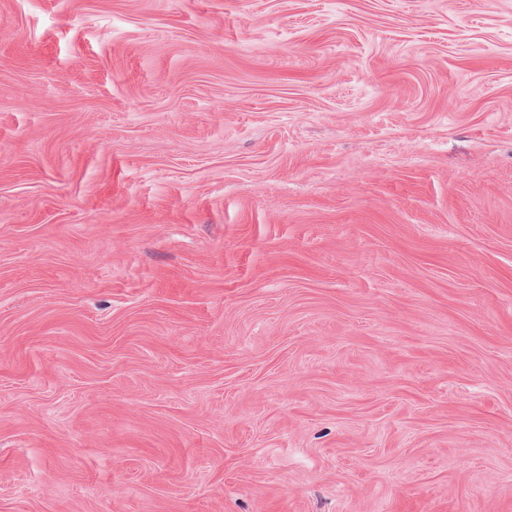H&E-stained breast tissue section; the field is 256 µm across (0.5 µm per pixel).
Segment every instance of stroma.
<instances>
[{
  "instance_id": "35a3bbf8",
  "label": "stroma",
  "mask_w": 512,
  "mask_h": 512,
  "mask_svg": "<svg viewBox=\"0 0 512 512\" xmlns=\"http://www.w3.org/2000/svg\"><path fill=\"white\" fill-rule=\"evenodd\" d=\"M0 512H512V0H0Z\"/></svg>"
}]
</instances>
